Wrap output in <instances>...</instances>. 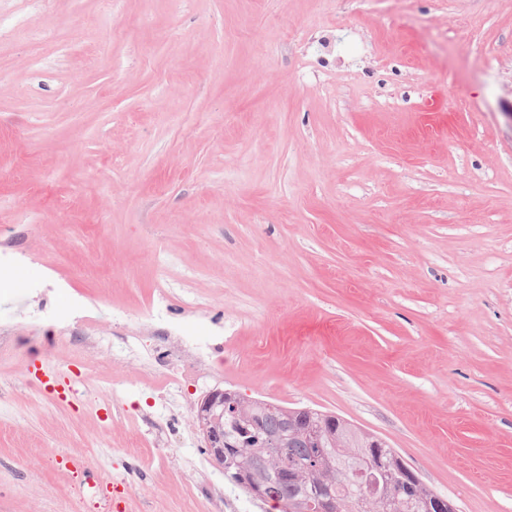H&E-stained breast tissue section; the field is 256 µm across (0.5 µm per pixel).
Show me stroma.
I'll return each mask as SVG.
<instances>
[{
    "label": "stroma",
    "instance_id": "stroma-1",
    "mask_svg": "<svg viewBox=\"0 0 512 512\" xmlns=\"http://www.w3.org/2000/svg\"><path fill=\"white\" fill-rule=\"evenodd\" d=\"M0 25V512H224L215 389L512 512V0H0ZM51 369L79 394L45 397ZM253 403L255 405L254 413L258 416V418H257L258 419V430L263 433H278V432H280L283 428L282 422L277 420L276 417L269 415L263 405H265L267 403L277 405V406H281V405L272 403V402L256 401V400H254ZM281 407L287 408L288 410L289 409H291V410L303 409V410H297V411H305V414H302L299 417V422L303 423V424L306 422H309V421L313 424H320L323 422L322 419L324 417L333 416V415L326 414L320 410L313 409V408H307V407L290 408V407H285V406H281Z\"/></svg>",
    "mask_w": 512,
    "mask_h": 512
}]
</instances>
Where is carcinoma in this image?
<instances>
[{"label": "carcinoma", "instance_id": "1", "mask_svg": "<svg viewBox=\"0 0 512 512\" xmlns=\"http://www.w3.org/2000/svg\"><path fill=\"white\" fill-rule=\"evenodd\" d=\"M265 402H254V413L258 416V430L263 433H278L282 422L267 413ZM290 454L288 463L296 465L306 459L309 449L300 435L288 439ZM368 435L353 432L340 448L321 449L312 468L305 472L296 471L288 477V486L281 488L290 501L308 503L318 497L336 500L338 512H426L425 499L429 489H411L399 487L390 482L381 487L377 495L368 491V471L382 463L390 464L395 471L401 468L399 461L392 460L393 449H384L380 458L367 448ZM281 466V460L266 448L256 447L255 440L235 450L233 465L224 469V477L231 483L237 481L240 472H253L267 480L275 476Z\"/></svg>", "mask_w": 512, "mask_h": 512}]
</instances>
